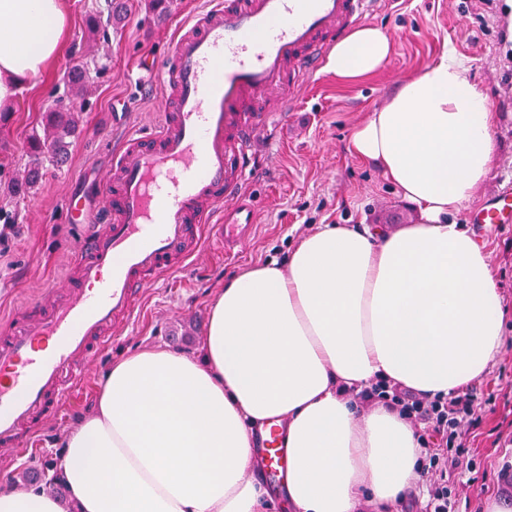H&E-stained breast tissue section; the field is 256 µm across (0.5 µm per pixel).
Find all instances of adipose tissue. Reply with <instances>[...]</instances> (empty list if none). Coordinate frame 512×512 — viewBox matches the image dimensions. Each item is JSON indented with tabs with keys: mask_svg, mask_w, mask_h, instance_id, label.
I'll return each instance as SVG.
<instances>
[{
	"mask_svg": "<svg viewBox=\"0 0 512 512\" xmlns=\"http://www.w3.org/2000/svg\"><path fill=\"white\" fill-rule=\"evenodd\" d=\"M64 0H0V111L57 54ZM389 36L363 26L327 69L381 70ZM351 152L416 206L396 230L322 224L285 264H255L211 303L199 352L114 360L95 407L63 442L66 499L0 484V512H265L254 437L285 426L293 512H392L422 482L419 435L398 409L355 393L398 385L454 397L499 359L504 307L489 255L449 217L494 154L487 95L446 50L354 133Z\"/></svg>",
	"mask_w": 512,
	"mask_h": 512,
	"instance_id": "1",
	"label": "adipose tissue"
}]
</instances>
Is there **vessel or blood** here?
I'll return each mask as SVG.
<instances>
[{
    "label": "vessel or blood",
    "instance_id": "b4317fda",
    "mask_svg": "<svg viewBox=\"0 0 512 512\" xmlns=\"http://www.w3.org/2000/svg\"><path fill=\"white\" fill-rule=\"evenodd\" d=\"M378 2L215 0L148 66L165 92L161 120L126 135L108 176L70 197L67 219L85 231L66 283L18 309L0 337V449L33 445L144 291L182 271L198 244L228 251L245 240L253 145L271 139L299 86ZM511 207L507 186L473 219L497 224ZM281 437L270 426L260 446L273 474L285 466Z\"/></svg>",
    "mask_w": 512,
    "mask_h": 512
}]
</instances>
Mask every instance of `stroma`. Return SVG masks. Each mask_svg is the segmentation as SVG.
<instances>
[{
  "label": "stroma",
  "instance_id": "35a3bbf8",
  "mask_svg": "<svg viewBox=\"0 0 512 512\" xmlns=\"http://www.w3.org/2000/svg\"><path fill=\"white\" fill-rule=\"evenodd\" d=\"M123 14L106 35L90 36L88 24L106 0H67L70 26L59 56L23 86L0 118V317L60 281L74 256L79 233L66 219V204L88 174L107 169L112 143L126 131L157 123L161 87L144 88L140 65L162 60L170 39L209 0H173L164 17L146 12L144 0H122ZM506 0H382L367 24L380 26L393 51L376 74L353 82L322 72L280 121L275 146L254 148L258 176L245 187L256 224L238 253L201 245L181 273L147 289L134 325L112 336L76 398L41 433L40 446L22 455L0 451V477L28 490L33 470L58 469L68 432L93 406L96 388L113 359L126 351L160 346L197 352L210 305L228 277L256 264L286 262L301 235L320 224H371L395 229L418 215L374 166L353 156L350 140L409 74L423 71L453 48L485 88L494 113L496 149L490 174L455 213L458 223L488 250L496 286L512 303V223L474 224L471 214L490 203L503 180L512 179V44L504 45ZM90 69L86 92L73 98L78 127L64 163L44 158L42 180L27 193L11 190L30 162L28 137L42 114L65 90L70 66ZM471 390L482 402L479 423L464 437V458L451 487L456 512H485L489 500H512V325L498 361Z\"/></svg>",
  "mask_w": 512,
  "mask_h": 512
}]
</instances>
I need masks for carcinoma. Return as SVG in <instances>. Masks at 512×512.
<instances>
[{
  "label": "carcinoma",
  "instance_id": "carcinoma-1",
  "mask_svg": "<svg viewBox=\"0 0 512 512\" xmlns=\"http://www.w3.org/2000/svg\"><path fill=\"white\" fill-rule=\"evenodd\" d=\"M64 81L69 95H80L88 82L87 68L83 65L70 68ZM42 123L44 136L33 135L29 138L28 147L32 164L29 166L25 182L13 184L16 193L30 189L41 178L42 155L49 153L53 158L63 156L69 147L68 138L76 132V119L71 111V105L62 97L54 100V105L44 113Z\"/></svg>",
  "mask_w": 512,
  "mask_h": 512
}]
</instances>
